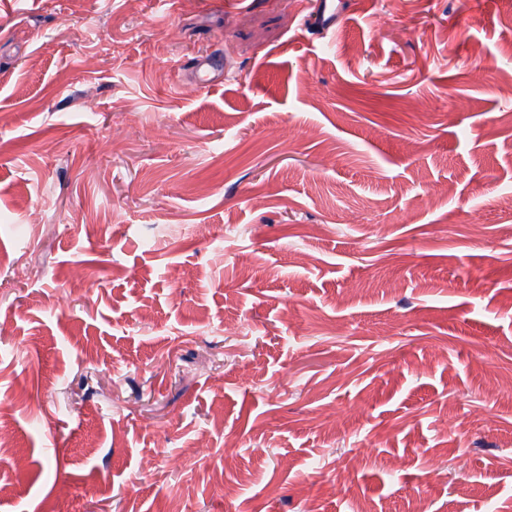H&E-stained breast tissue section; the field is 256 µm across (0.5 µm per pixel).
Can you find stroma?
<instances>
[{
    "label": "stroma",
    "mask_w": 512,
    "mask_h": 512,
    "mask_svg": "<svg viewBox=\"0 0 512 512\" xmlns=\"http://www.w3.org/2000/svg\"><path fill=\"white\" fill-rule=\"evenodd\" d=\"M172 2L0 0V512H512V0ZM352 6L353 2L348 0H318L317 9L307 23L321 32L335 33L339 21Z\"/></svg>",
    "instance_id": "obj_1"
}]
</instances>
